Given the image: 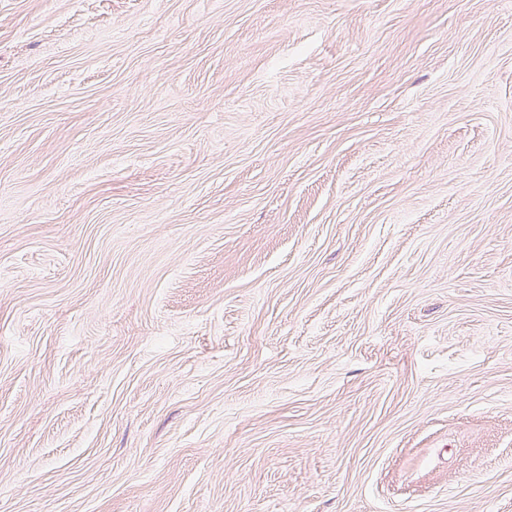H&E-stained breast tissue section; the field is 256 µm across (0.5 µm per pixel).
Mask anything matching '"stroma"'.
<instances>
[{"mask_svg": "<svg viewBox=\"0 0 512 512\" xmlns=\"http://www.w3.org/2000/svg\"><path fill=\"white\" fill-rule=\"evenodd\" d=\"M0 512H512V0H0Z\"/></svg>", "mask_w": 512, "mask_h": 512, "instance_id": "35a3bbf8", "label": "stroma"}]
</instances>
